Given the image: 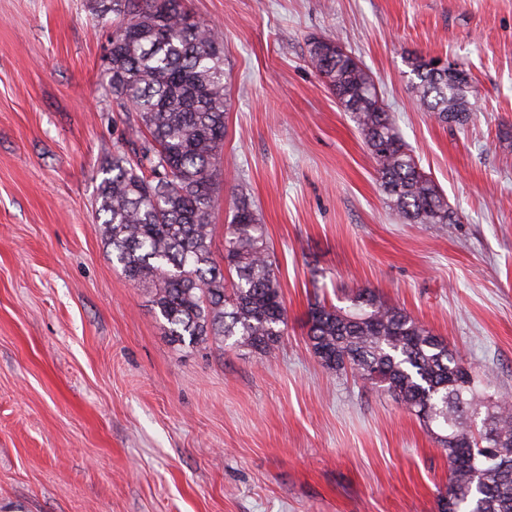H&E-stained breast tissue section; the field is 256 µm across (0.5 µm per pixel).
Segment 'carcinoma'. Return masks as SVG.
<instances>
[{
  "mask_svg": "<svg viewBox=\"0 0 512 512\" xmlns=\"http://www.w3.org/2000/svg\"><path fill=\"white\" fill-rule=\"evenodd\" d=\"M112 22L107 84L136 138L112 153L98 186L102 235L124 275L149 290L177 345L230 338L268 357L287 327L265 227L250 200L233 198L222 262L212 251L213 191L224 182L227 90L222 36L191 18L184 0H94ZM312 64L364 136L379 186L412 224H454L448 201L417 166L371 75L332 40ZM417 102L464 126L469 83L432 60H408ZM307 338L327 368L349 370L422 420L448 457L438 512H512V398L489 394L463 356L403 309L362 288L349 308L309 303ZM487 400L475 423V397Z\"/></svg>",
  "mask_w": 512,
  "mask_h": 512,
  "instance_id": "obj_1",
  "label": "carcinoma"
}]
</instances>
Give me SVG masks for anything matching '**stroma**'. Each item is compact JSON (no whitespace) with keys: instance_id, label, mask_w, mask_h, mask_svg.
I'll return each mask as SVG.
<instances>
[{"instance_id":"obj_1","label":"stroma","mask_w":512,"mask_h":512,"mask_svg":"<svg viewBox=\"0 0 512 512\" xmlns=\"http://www.w3.org/2000/svg\"><path fill=\"white\" fill-rule=\"evenodd\" d=\"M92 0H0V512H438L422 422L306 336L310 301L369 288L512 396V0H186L223 36L229 110L213 249L257 206L288 326L274 358L182 347L101 235L102 169L132 131ZM368 69L458 215L403 224L310 61ZM466 69L465 126L420 110L406 59Z\"/></svg>"}]
</instances>
